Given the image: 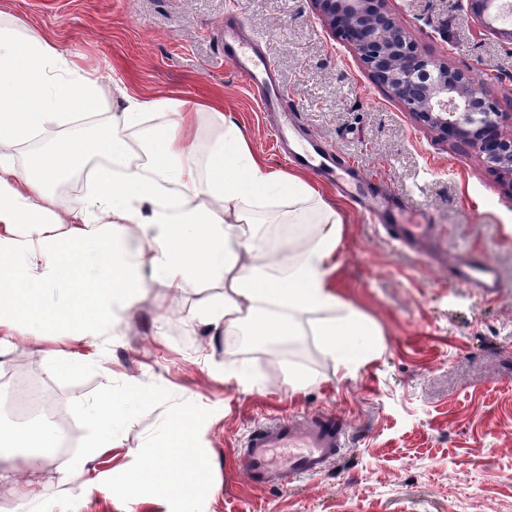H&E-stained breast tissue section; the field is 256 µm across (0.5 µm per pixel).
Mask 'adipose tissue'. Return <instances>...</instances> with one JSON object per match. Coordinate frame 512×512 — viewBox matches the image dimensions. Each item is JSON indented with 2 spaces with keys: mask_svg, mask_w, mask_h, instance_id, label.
Returning <instances> with one entry per match:
<instances>
[{
  "mask_svg": "<svg viewBox=\"0 0 512 512\" xmlns=\"http://www.w3.org/2000/svg\"><path fill=\"white\" fill-rule=\"evenodd\" d=\"M124 106L92 132L57 137L34 167L18 166L15 146L70 120L98 112L101 80L37 30L0 18V355L39 345L66 322V342H79L65 366L98 360L92 338L108 330L146 293L149 281L178 289L219 279L222 299L200 307L196 327L233 333L247 328L259 344L302 335V317L327 356L352 372L377 352L374 324L335 285L332 262L341 218L327 207L312 241L294 250L270 247L261 223L305 224L302 205L315 189L300 175L275 172L253 155L240 127L211 115L222 134L198 158L193 147L200 105L123 93ZM164 122L146 128L149 115ZM146 132L142 155L131 152L134 130ZM100 159L91 189L64 212L53 208L60 179ZM290 207L269 211L276 199ZM58 302L47 300L48 293ZM123 410L103 397L89 411L94 435L81 454L58 458L64 433L50 426L0 424V446L26 449L29 470L52 465L62 481L78 478L82 497L107 492L94 463L116 447ZM0 464V512H21L40 499L38 480H16Z\"/></svg>",
  "mask_w": 512,
  "mask_h": 512,
  "instance_id": "1",
  "label": "adipose tissue"
}]
</instances>
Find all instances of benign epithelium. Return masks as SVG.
Listing matches in <instances>:
<instances>
[{
  "mask_svg": "<svg viewBox=\"0 0 512 512\" xmlns=\"http://www.w3.org/2000/svg\"><path fill=\"white\" fill-rule=\"evenodd\" d=\"M387 0H310L333 35L351 46L372 80L386 87L424 126L446 139L468 142L512 188V113L476 89L462 71L423 53L386 10ZM502 0H467V10L485 28L497 29Z\"/></svg>",
  "mask_w": 512,
  "mask_h": 512,
  "instance_id": "1",
  "label": "benign epithelium"
}]
</instances>
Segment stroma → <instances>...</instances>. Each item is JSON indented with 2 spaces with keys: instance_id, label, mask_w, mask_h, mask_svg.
I'll list each match as a JSON object with an SVG mask.
<instances>
[{
  "instance_id": "1",
  "label": "stroma",
  "mask_w": 512,
  "mask_h": 512,
  "mask_svg": "<svg viewBox=\"0 0 512 512\" xmlns=\"http://www.w3.org/2000/svg\"><path fill=\"white\" fill-rule=\"evenodd\" d=\"M386 8L425 53L469 73L512 112V45L483 30L466 0H387ZM0 15L40 30L105 78L100 118L122 86L204 103L242 127L257 160L287 171L269 120L224 60V24L239 20L273 61L302 125L395 195L401 223L436 228L411 251L369 210L306 172L342 218L336 286L381 332L379 351L355 373L338 369L309 329L296 339L303 354L287 356L279 339L194 330L190 317L222 297L223 282L175 290L157 281L132 316L97 337L102 363L58 369L46 357L58 347L52 331L41 346L1 356L0 420L23 425L15 396L27 382L64 410L112 382L152 383L210 412L200 430L213 473L205 512H512V188L499 173L469 144L417 123L309 0H0ZM465 254L494 265V297L449 279L448 257ZM243 367L257 379L253 389L224 378ZM290 367L312 384L290 393ZM323 410L349 426L336 461L320 475L253 490L240 456L248 435L287 414ZM163 418L159 407L130 422L97 470L121 473ZM38 478L61 512H118L115 498L82 499L51 466Z\"/></svg>"
}]
</instances>
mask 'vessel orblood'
I'll use <instances>...</instances> for the list:
<instances>
[{
	"label": "vessel or blood",
	"mask_w": 512,
	"mask_h": 512,
	"mask_svg": "<svg viewBox=\"0 0 512 512\" xmlns=\"http://www.w3.org/2000/svg\"><path fill=\"white\" fill-rule=\"evenodd\" d=\"M224 58L254 91L264 113L275 120L278 137H286L289 116L295 107L275 83L269 57L228 32L224 35ZM290 159L298 166L332 176L352 172L348 158L328 149L313 136L306 138ZM362 190L375 216L383 218L382 228L388 238L409 247L419 246L429 238L431 225L395 223L392 214L396 205L392 197L379 193L367 181L363 182ZM448 276L456 284L488 296L495 295L500 286L495 267L471 256L453 259ZM347 438L346 421L331 411L292 414L260 427L251 433L242 450L248 480L253 488L262 490L292 483L300 477L319 475L340 454Z\"/></svg>",
	"instance_id": "b4317fda"
}]
</instances>
